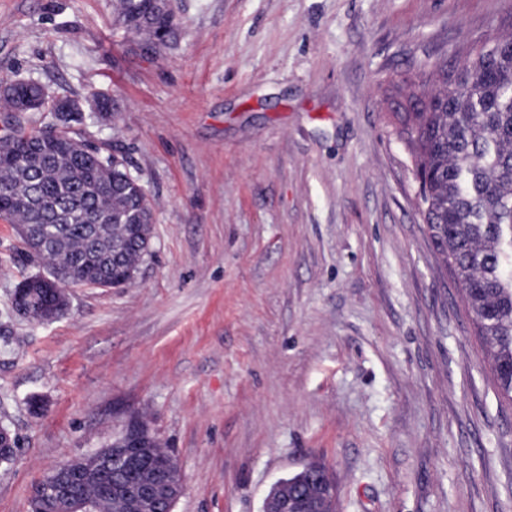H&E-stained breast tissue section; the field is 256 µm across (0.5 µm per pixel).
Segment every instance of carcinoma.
I'll return each instance as SVG.
<instances>
[{"instance_id":"1","label":"carcinoma","mask_w":512,"mask_h":512,"mask_svg":"<svg viewBox=\"0 0 512 512\" xmlns=\"http://www.w3.org/2000/svg\"><path fill=\"white\" fill-rule=\"evenodd\" d=\"M124 28L156 46L177 41L173 12L156 9L154 0H117ZM512 36L467 57L460 67L443 65L428 89L441 107L425 111L418 96L412 111L399 112V127L422 173V216L433 243L444 256L473 315L478 335L491 351L500 398L512 403ZM45 91L15 83L6 95L9 111L26 112L29 100ZM74 118L55 137L43 130L10 128L0 136V215L31 224L22 239L27 256L67 277L64 286L88 280L127 285L151 253L153 215L145 188L123 160L86 151L76 139ZM31 318L55 305L37 288L29 289ZM143 447L150 463L133 482H152L167 453L154 433ZM290 497L310 487L306 473L281 480ZM82 494L99 502L100 512H137L123 493H103L100 483Z\"/></svg>"}]
</instances>
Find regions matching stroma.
I'll use <instances>...</instances> for the list:
<instances>
[{
  "mask_svg": "<svg viewBox=\"0 0 512 512\" xmlns=\"http://www.w3.org/2000/svg\"><path fill=\"white\" fill-rule=\"evenodd\" d=\"M145 56L114 0H0V88L102 94L77 138L154 209L132 283L73 287L48 324L13 293L0 219V512L142 417L175 512H262L312 461L336 512H512V404L423 224L394 86L512 34V0H171ZM45 407L32 413L29 402Z\"/></svg>",
  "mask_w": 512,
  "mask_h": 512,
  "instance_id": "obj_1",
  "label": "stroma"
}]
</instances>
